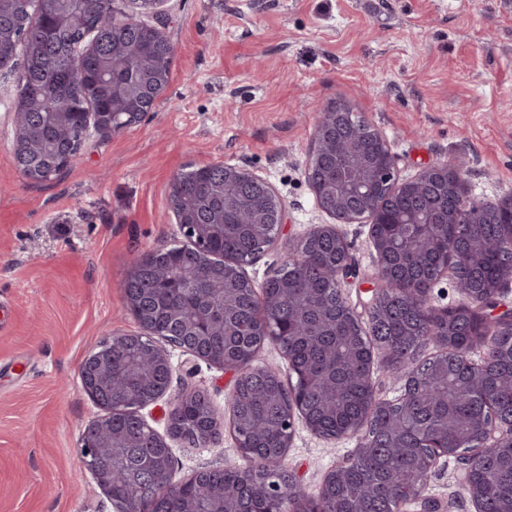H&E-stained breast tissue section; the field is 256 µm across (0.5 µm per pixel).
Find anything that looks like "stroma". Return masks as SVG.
I'll use <instances>...</instances> for the list:
<instances>
[{"instance_id":"stroma-1","label":"stroma","mask_w":512,"mask_h":512,"mask_svg":"<svg viewBox=\"0 0 512 512\" xmlns=\"http://www.w3.org/2000/svg\"><path fill=\"white\" fill-rule=\"evenodd\" d=\"M149 22L174 46L153 112L93 136L73 166L35 184L12 153L14 85L0 74V512H113L78 438L101 409L80 367L101 342L141 328L123 282L134 262L181 243L168 205L174 177L194 164L256 173L285 208L276 245L245 266L261 286L292 242L318 224L305 171L315 124L331 100L350 101L386 140L399 178L465 157L471 198L512 196V0H165ZM355 275L341 293L367 319L377 268L368 223L342 224ZM167 396L143 414L158 432L184 386L227 419L233 372L180 349ZM359 445L297 422L284 464L308 495ZM175 477L236 458L230 432L203 448L172 441ZM440 512H475L453 458L425 490Z\"/></svg>"}]
</instances>
